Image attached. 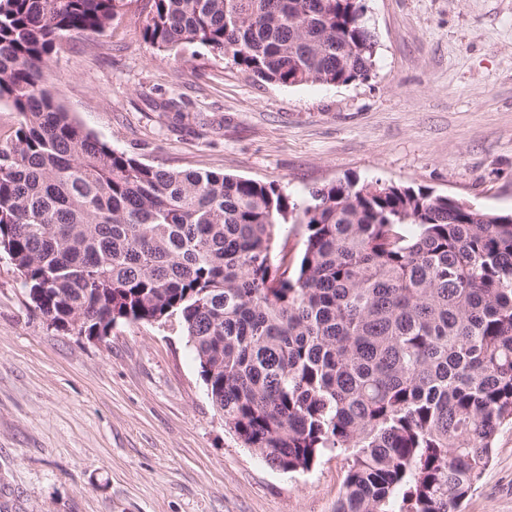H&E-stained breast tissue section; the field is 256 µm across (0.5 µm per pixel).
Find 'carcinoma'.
<instances>
[{
	"mask_svg": "<svg viewBox=\"0 0 512 512\" xmlns=\"http://www.w3.org/2000/svg\"><path fill=\"white\" fill-rule=\"evenodd\" d=\"M123 0H0V250L58 328L177 321L228 428L283 472L348 455L336 512H457L512 426V215L395 184L174 171L100 142L46 71ZM361 0H152L143 39L281 85L366 81ZM304 224L296 265L280 228ZM414 231H408V227ZM279 253V261L273 254Z\"/></svg>",
	"mask_w": 512,
	"mask_h": 512,
	"instance_id": "cac0c4a2",
	"label": "carcinoma"
}]
</instances>
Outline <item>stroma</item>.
Wrapping results in <instances>:
<instances>
[{"label": "stroma", "mask_w": 512, "mask_h": 512, "mask_svg": "<svg viewBox=\"0 0 512 512\" xmlns=\"http://www.w3.org/2000/svg\"><path fill=\"white\" fill-rule=\"evenodd\" d=\"M375 71L285 86L142 37L150 0L64 42L48 70L99 141L179 171L312 187L380 180L512 212V0H365ZM328 454L288 474L224 426L178 322L55 328L0 253V512H335ZM464 512H512V428Z\"/></svg>", "instance_id": "stroma-1"}]
</instances>
